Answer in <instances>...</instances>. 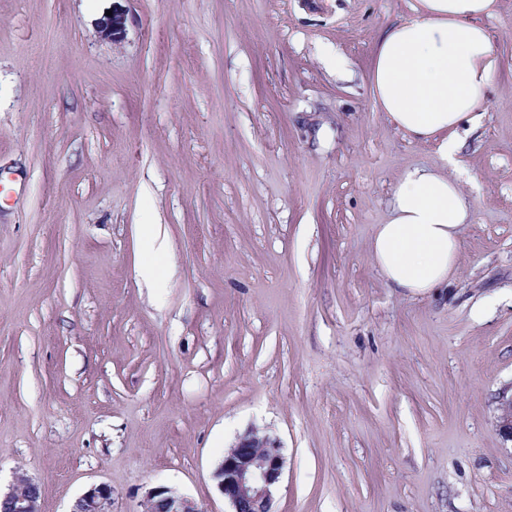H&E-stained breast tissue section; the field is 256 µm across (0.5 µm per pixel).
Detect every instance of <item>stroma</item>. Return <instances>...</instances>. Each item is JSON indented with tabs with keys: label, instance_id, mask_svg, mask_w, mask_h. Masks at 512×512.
I'll use <instances>...</instances> for the list:
<instances>
[{
	"label": "stroma",
	"instance_id": "1",
	"mask_svg": "<svg viewBox=\"0 0 512 512\" xmlns=\"http://www.w3.org/2000/svg\"><path fill=\"white\" fill-rule=\"evenodd\" d=\"M415 4L0 0L1 488L230 512L214 472L256 428L274 512H512V0L459 130L457 268L422 296L370 259L403 170L438 161L371 86ZM143 512H201V510L187 497L169 487L160 486L147 493L143 501Z\"/></svg>",
	"mask_w": 512,
	"mask_h": 512
}]
</instances>
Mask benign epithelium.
Returning a JSON list of instances; mask_svg holds the SVG:
<instances>
[{
    "mask_svg": "<svg viewBox=\"0 0 512 512\" xmlns=\"http://www.w3.org/2000/svg\"><path fill=\"white\" fill-rule=\"evenodd\" d=\"M123 18L114 13L98 22L99 37L113 41L121 33ZM498 427L502 437L512 442V397L499 401ZM284 458L280 446L270 436L252 428L239 436L224 453L215 470L217 488L232 506V512H272L274 494L279 486ZM39 485L24 473L16 474L0 504L9 512H40ZM71 512H114L112 487L92 486L74 503ZM143 512H201L190 499L175 490L160 486L149 491L143 501Z\"/></svg>",
    "mask_w": 512,
    "mask_h": 512,
    "instance_id": "benign-epithelium-1",
    "label": "benign epithelium"
}]
</instances>
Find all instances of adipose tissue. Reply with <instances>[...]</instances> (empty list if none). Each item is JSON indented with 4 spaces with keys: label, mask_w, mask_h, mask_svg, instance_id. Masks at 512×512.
Instances as JSON below:
<instances>
[{
    "label": "adipose tissue",
    "mask_w": 512,
    "mask_h": 512,
    "mask_svg": "<svg viewBox=\"0 0 512 512\" xmlns=\"http://www.w3.org/2000/svg\"><path fill=\"white\" fill-rule=\"evenodd\" d=\"M495 0H417L412 17L387 27L371 83L382 112L406 138L435 143L439 163L405 170L390 218L377 225L370 255L385 282L413 295L447 286L470 219L451 175L461 143L457 128L475 121L497 74L484 18Z\"/></svg>",
    "instance_id": "adipose-tissue-1"
}]
</instances>
